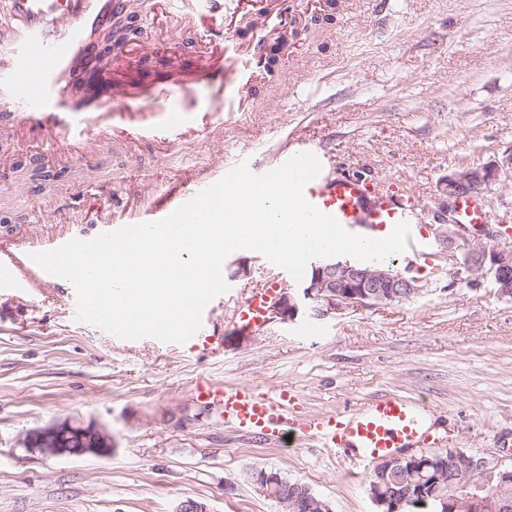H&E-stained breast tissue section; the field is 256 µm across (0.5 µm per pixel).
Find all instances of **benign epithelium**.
<instances>
[{
	"label": "benign epithelium",
	"mask_w": 512,
	"mask_h": 512,
	"mask_svg": "<svg viewBox=\"0 0 512 512\" xmlns=\"http://www.w3.org/2000/svg\"><path fill=\"white\" fill-rule=\"evenodd\" d=\"M496 179V170L487 166H464L448 177V201L459 197L480 199ZM463 225L453 224L446 216L437 219L433 233L444 247L448 260L460 267L472 281H492L498 299L512 302V234L493 230L486 224L475 227L477 238L462 233ZM492 241L488 247L481 238ZM314 275L305 287L285 289L276 295L266 311V321L289 323L309 309L316 316H326L349 306L370 307L419 295L423 291L415 277L368 264L321 261L313 265ZM21 447L33 453L53 456H104L115 447L112 431L94 421L65 418L25 434ZM403 469V473L429 470L433 474L432 496L448 510V490L456 493V510L474 512L488 507V512H512V504L496 501L487 495L493 481L512 480V465H503L484 457L455 454L447 460L440 452L420 451L405 456L389 455L375 466L379 479ZM259 492L276 501L283 512H331L329 505L318 501L304 489L282 490L279 474H263ZM371 496L379 512H402L409 492L383 490L373 484Z\"/></svg>",
	"instance_id": "benign-epithelium-1"
}]
</instances>
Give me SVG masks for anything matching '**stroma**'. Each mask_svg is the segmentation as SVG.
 Instances as JSON below:
<instances>
[{"mask_svg": "<svg viewBox=\"0 0 512 512\" xmlns=\"http://www.w3.org/2000/svg\"><path fill=\"white\" fill-rule=\"evenodd\" d=\"M288 45L260 76L227 80L216 104L192 80L207 39L237 60L271 42L257 0L220 14L172 19L149 0L138 33L112 54L110 85L148 110L221 111L219 122L169 149L116 125L90 151L54 150L0 114V247L92 238L135 219L170 184L243 158L250 170L306 146L346 170L392 184L429 211L465 166L497 168L483 204L512 228V0H273ZM205 309L201 341L121 340L76 320L75 289L0 288V512H281L248 475L272 469L307 485L332 512H377L366 474L342 456L261 441L225 424L198 385L295 394L293 417L355 408L390 391L420 398L432 425L423 448H459L512 463V303L489 281L468 284L434 259L414 270L422 294L290 324L242 328L238 301L264 283L260 253ZM64 418L112 431L106 456L50 457L21 448L31 430Z\"/></svg>", "mask_w": 512, "mask_h": 512, "instance_id": "35a3bbf8", "label": "stroma"}]
</instances>
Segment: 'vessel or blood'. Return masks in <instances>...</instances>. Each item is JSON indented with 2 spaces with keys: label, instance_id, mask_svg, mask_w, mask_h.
<instances>
[{
  "label": "vessel or blood",
  "instance_id": "vessel-or-blood-1",
  "mask_svg": "<svg viewBox=\"0 0 512 512\" xmlns=\"http://www.w3.org/2000/svg\"><path fill=\"white\" fill-rule=\"evenodd\" d=\"M6 6L16 28L0 37V107L11 112L19 126L36 123L55 129L58 146H89V130L111 125L124 109L123 97L116 93L101 99L95 112H69L65 91L74 77L97 66L95 33L126 9L127 0H7ZM157 116L156 122L142 127L141 137L162 141L184 135L189 128L185 111L163 109ZM317 158L321 172L305 187L304 196L346 231L381 239L399 222L412 227L427 223L424 206L414 198L376 191L361 177L337 171L331 154L321 152ZM212 184L209 178L171 184L149 202L143 221L165 218ZM454 218L460 224L487 220L481 202L470 198L456 201ZM56 281L31 260L29 250L0 254V288H35ZM274 295L271 287L254 289L239 305V319L260 322ZM201 394L212 400L226 422L247 435L266 440L289 431L329 451L346 452L358 469L417 446L427 432V409L398 394L380 395L359 409L303 419L289 418L294 397L284 389L269 395L246 386L205 388Z\"/></svg>",
  "mask_w": 512,
  "mask_h": 512
}]
</instances>
